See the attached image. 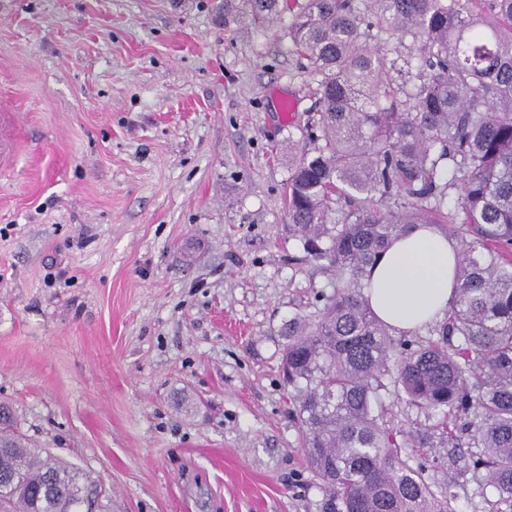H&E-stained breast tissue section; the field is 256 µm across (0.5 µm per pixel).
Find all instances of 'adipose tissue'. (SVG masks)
<instances>
[{
	"instance_id": "1",
	"label": "adipose tissue",
	"mask_w": 512,
	"mask_h": 512,
	"mask_svg": "<svg viewBox=\"0 0 512 512\" xmlns=\"http://www.w3.org/2000/svg\"><path fill=\"white\" fill-rule=\"evenodd\" d=\"M459 247L433 224L413 226L371 268L365 295L374 314L398 333L444 318L456 290Z\"/></svg>"
}]
</instances>
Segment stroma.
<instances>
[{
    "mask_svg": "<svg viewBox=\"0 0 512 512\" xmlns=\"http://www.w3.org/2000/svg\"><path fill=\"white\" fill-rule=\"evenodd\" d=\"M218 2L0 0V406L81 512H324L280 370L331 280L286 209L317 79Z\"/></svg>",
    "mask_w": 512,
    "mask_h": 512,
    "instance_id": "obj_1",
    "label": "stroma"
}]
</instances>
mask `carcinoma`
Instances as JSON below:
<instances>
[{
    "label": "carcinoma",
    "mask_w": 512,
    "mask_h": 512,
    "mask_svg": "<svg viewBox=\"0 0 512 512\" xmlns=\"http://www.w3.org/2000/svg\"><path fill=\"white\" fill-rule=\"evenodd\" d=\"M240 13L291 14L318 77L323 145L291 168L288 220L334 278L322 308L288 320L281 357L325 512H437L417 448L443 452L446 495L479 480L512 512V0H224V17ZM406 40L416 73L380 50ZM415 224L459 244L457 292L428 337L396 341L364 289ZM388 379L426 416L401 444ZM10 423L1 408L0 507L79 512L78 473Z\"/></svg>",
    "instance_id": "carcinoma-1"
}]
</instances>
